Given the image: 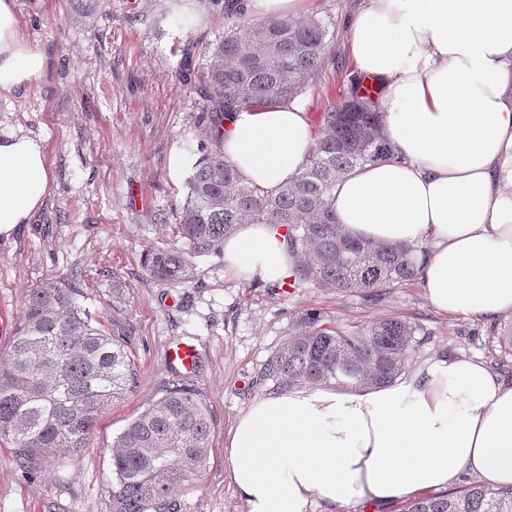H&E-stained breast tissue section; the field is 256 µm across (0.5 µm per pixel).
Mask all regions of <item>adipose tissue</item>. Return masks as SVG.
<instances>
[{
    "mask_svg": "<svg viewBox=\"0 0 512 512\" xmlns=\"http://www.w3.org/2000/svg\"><path fill=\"white\" fill-rule=\"evenodd\" d=\"M350 54L379 88L397 159L341 178L337 222L379 244L426 246L419 285L440 314H512V0H364ZM48 66L0 0V96ZM317 138L299 102L224 122V156L263 189L293 180ZM52 183L41 140L0 129V239L43 206ZM280 228L242 224L224 264L275 283L297 263ZM247 512H311L314 501L375 503L448 487L460 472L512 486V378L480 359L436 356L376 388L303 386L255 401L225 446Z\"/></svg>",
    "mask_w": 512,
    "mask_h": 512,
    "instance_id": "adipose-tissue-1",
    "label": "adipose tissue"
}]
</instances>
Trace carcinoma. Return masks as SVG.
<instances>
[{
  "label": "carcinoma",
  "instance_id": "1",
  "mask_svg": "<svg viewBox=\"0 0 512 512\" xmlns=\"http://www.w3.org/2000/svg\"><path fill=\"white\" fill-rule=\"evenodd\" d=\"M244 5L227 6L224 35L208 47L200 74L180 70L178 81L207 103L203 120L211 143L186 181L176 233L188 246L148 249L143 266L154 280L190 283L191 258L220 252L243 223L286 228L302 260L282 288L357 294L370 303L418 279L422 247L355 239L336 224L330 200L337 181L353 170L397 158L382 133V107L352 77L347 92L328 100L324 127L305 169L291 182L264 190L244 181L224 157V115L295 101L323 70L329 23L313 15L245 19ZM80 280L29 290L15 334L0 350V438L15 444L17 464L80 451L98 414L132 389L136 366L127 345L107 334L79 304ZM312 310L296 321L285 346L265 363L262 378L278 389L303 385L380 387L404 371L417 322L379 318L352 330L324 326ZM213 417L188 376H176L164 395L129 423L112 448V512H174L173 490L204 467ZM403 512H512V488L483 485L409 502Z\"/></svg>",
  "mask_w": 512,
  "mask_h": 512
}]
</instances>
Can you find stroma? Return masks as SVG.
Listing matches in <instances>:
<instances>
[{
	"mask_svg": "<svg viewBox=\"0 0 512 512\" xmlns=\"http://www.w3.org/2000/svg\"><path fill=\"white\" fill-rule=\"evenodd\" d=\"M225 0H16L23 35L48 57L33 87L0 96V128L43 140L53 173L31 223L0 241V349L12 340L27 292L81 275L80 303L105 330L122 337L138 365L136 386L97 417L86 448L40 460L27 471L14 444L0 438V512H111L112 445L118 434L181 369L170 347L194 345L192 379L210 405L212 450L200 473L176 490L177 512H246L224 466V445L237 417L274 394L260 373L282 348L297 318L320 311L325 325L400 317L427 331L410 350L407 370L443 354L498 367L512 315L494 322L437 313L418 285L392 289L371 306L356 295L316 288L290 292L235 277L221 253L193 258L192 281L174 287L148 277L142 254L175 245V209L185 177H172L180 149L197 159L208 143L204 102L176 79L198 70L206 44L224 32ZM361 0H311L310 14L329 20V62L300 96L315 128L326 99L341 94L349 73V21ZM188 17V27L172 19ZM125 302L112 304L113 286Z\"/></svg>",
	"mask_w": 512,
	"mask_h": 512,
	"instance_id": "35a3bbf8",
	"label": "stroma"
}]
</instances>
